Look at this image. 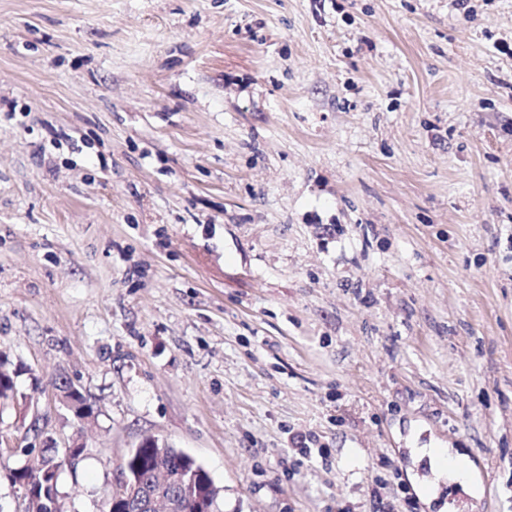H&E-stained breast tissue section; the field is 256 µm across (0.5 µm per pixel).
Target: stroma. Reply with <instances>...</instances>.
<instances>
[{
    "label": "stroma",
    "mask_w": 512,
    "mask_h": 512,
    "mask_svg": "<svg viewBox=\"0 0 512 512\" xmlns=\"http://www.w3.org/2000/svg\"><path fill=\"white\" fill-rule=\"evenodd\" d=\"M0 355V512L149 437L220 512H512V0H0Z\"/></svg>",
    "instance_id": "stroma-1"
}]
</instances>
